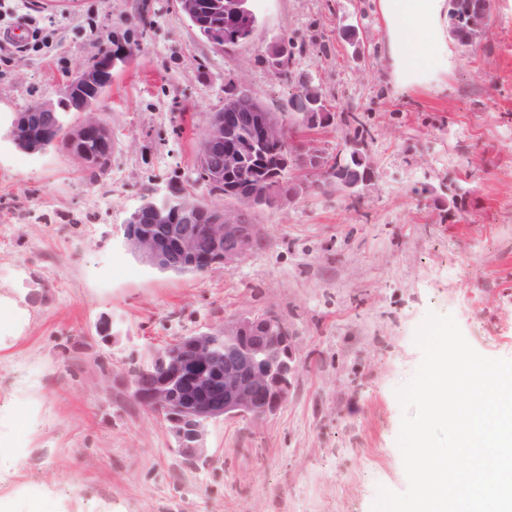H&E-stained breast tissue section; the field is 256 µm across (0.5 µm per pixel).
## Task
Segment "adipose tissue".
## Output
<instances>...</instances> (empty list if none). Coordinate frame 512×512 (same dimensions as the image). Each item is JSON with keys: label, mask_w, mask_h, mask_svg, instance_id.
Returning a JSON list of instances; mask_svg holds the SVG:
<instances>
[{"label": "adipose tissue", "mask_w": 512, "mask_h": 512, "mask_svg": "<svg viewBox=\"0 0 512 512\" xmlns=\"http://www.w3.org/2000/svg\"><path fill=\"white\" fill-rule=\"evenodd\" d=\"M390 29V53L402 85L435 73L447 61L442 0H380Z\"/></svg>", "instance_id": "obj_1"}]
</instances>
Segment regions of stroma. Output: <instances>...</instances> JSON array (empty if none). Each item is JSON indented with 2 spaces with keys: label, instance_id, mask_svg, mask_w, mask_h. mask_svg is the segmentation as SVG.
I'll use <instances>...</instances> for the list:
<instances>
[{
  "label": "stroma",
  "instance_id": "1",
  "mask_svg": "<svg viewBox=\"0 0 512 512\" xmlns=\"http://www.w3.org/2000/svg\"><path fill=\"white\" fill-rule=\"evenodd\" d=\"M379 2L255 0L253 38L225 53L174 0H0V33H35L0 44L5 116L57 99L117 43L142 47L99 108L105 173L90 177L64 146L24 153L0 136V512H371L379 487L408 486L396 390L420 364L427 315L512 359V0H492L486 40L449 41V65L404 91ZM275 43L292 78L265 66ZM233 73L285 113L311 78L339 115L317 142L346 149L357 116L375 178L253 212L266 244L234 268L160 271L128 251L122 225L148 197L208 198L196 155ZM267 310L295 337L287 403L262 422L212 424L210 462H186L122 373Z\"/></svg>",
  "mask_w": 512,
  "mask_h": 512
}]
</instances>
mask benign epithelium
<instances>
[{"instance_id":"benign-epithelium-1","label":"benign epithelium","mask_w":512,"mask_h":512,"mask_svg":"<svg viewBox=\"0 0 512 512\" xmlns=\"http://www.w3.org/2000/svg\"><path fill=\"white\" fill-rule=\"evenodd\" d=\"M179 11L218 50L230 51L249 42L258 25L253 0H175ZM234 26L231 42L217 30L213 19ZM138 46L120 44L111 52L82 67L67 83L57 100H38L16 113L8 122L6 136L26 153L45 151L61 140L70 156L84 169L93 157L82 143L90 137L106 139L109 128L97 107L112 83V70L129 63ZM288 59L285 45L266 54L269 72L276 76ZM224 106L209 114L200 141L205 161L204 177L223 175L230 180L245 177L242 186L228 188L235 207L209 203L195 196L161 198L142 203L132 210L123 225L128 249L143 262L163 271L200 274L221 263L231 269L261 249L266 235L261 224L250 221L257 204L279 206L300 198L272 199L270 183L286 171L304 192L335 185L334 173L349 155L367 160L363 140H353L347 153L326 154L309 136H294L302 124L316 127L312 119L318 106L314 100L296 98L294 118L285 117L258 97L237 74L228 78ZM78 114L65 129L63 138L52 135L55 112L62 106ZM152 224L141 231L135 225ZM207 223L212 258L199 260L196 225ZM298 370L294 338L274 312L251 318H226L224 322L180 336L150 359L133 364L126 371L132 396L139 404L159 415L174 439L177 452L190 463L210 461L206 440L211 424L234 418L254 422L275 415L288 402Z\"/></svg>"}]
</instances>
